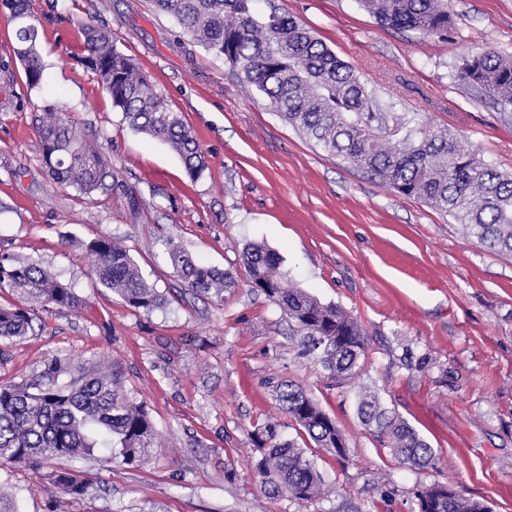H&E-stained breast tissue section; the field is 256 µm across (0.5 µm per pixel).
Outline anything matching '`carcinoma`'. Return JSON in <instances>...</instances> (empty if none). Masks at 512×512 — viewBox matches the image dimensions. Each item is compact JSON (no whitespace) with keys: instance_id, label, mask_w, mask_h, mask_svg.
<instances>
[{"instance_id":"1","label":"carcinoma","mask_w":512,"mask_h":512,"mask_svg":"<svg viewBox=\"0 0 512 512\" xmlns=\"http://www.w3.org/2000/svg\"><path fill=\"white\" fill-rule=\"evenodd\" d=\"M157 11L174 18L183 32L205 50L224 57L230 69L272 108L324 151L372 173L398 194L422 200L464 225L486 248L512 254V175L484 163L450 130L429 122L409 126L384 113L354 70L295 19L272 8L256 13L255 0H152ZM381 23L424 37L448 36L451 20L444 0H359ZM16 22V54L27 85L38 86L43 63L39 29L30 22L27 0H0ZM82 62L98 76L137 132L159 139L181 157L188 175L207 168L206 156L179 113L168 108L147 75L117 46L112 30L85 23L80 27ZM459 77L485 88L498 103L512 105V58L485 46L462 56ZM37 132L48 173L60 186L84 194L117 185L96 141L77 128L63 105L48 106L37 116ZM97 283L130 307L152 311L165 296L150 285L129 251L103 236L82 245ZM173 273L186 291L224 301V290L236 285L235 269L215 270L200 264L174 238L167 240ZM242 264L251 287L288 315L301 336L303 354H316L329 378L344 382L361 370L368 334L336 305L323 304L301 289L283 285L279 257L266 246L245 247ZM0 288L21 305H0V338H17L34 330L39 313L77 309L82 300L39 264L0 258ZM70 381L58 383L61 375ZM278 409L299 433L282 440L275 426L255 427L261 450L255 472L272 496L288 495L307 504L324 493V480L307 449L321 448L342 462L347 452L336 421L301 386L282 381L275 387ZM358 418L370 435L402 465L432 468L436 452L399 414L383 407L368 391L358 404ZM157 429L144 401L127 391L116 367H75L54 357L42 375L0 385V464L28 468L73 502L87 490L65 462L91 457L101 448L107 462L142 465L154 447ZM437 512H481L482 503L451 485L434 486Z\"/></svg>"}]
</instances>
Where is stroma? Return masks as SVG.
Wrapping results in <instances>:
<instances>
[{
    "label": "stroma",
    "mask_w": 512,
    "mask_h": 512,
    "mask_svg": "<svg viewBox=\"0 0 512 512\" xmlns=\"http://www.w3.org/2000/svg\"><path fill=\"white\" fill-rule=\"evenodd\" d=\"M447 3L445 39L382 25L358 0H256L255 8H277L311 30L381 111L451 129L512 173V106L456 70L488 44L512 57V0ZM28 10L44 65L34 88L0 10V254L38 263L87 307L45 313L34 333L0 339V384L31 378L55 357L88 369L113 364L158 431L147 464L69 461L90 481L74 512H381L385 488L395 492L391 512H414L417 489L437 482L512 512V255L486 250L452 217L323 151L152 0H29ZM89 22L110 27L180 113L207 157L200 177L167 144L132 130L81 65L79 27ZM51 103L67 106L138 190L139 216L121 190L85 195L52 182L36 129ZM100 236L129 250L165 295L162 307L134 309L96 283L79 245ZM171 237L219 270L241 266L247 244L267 245L286 285L366 329L358 376L330 385L322 363L302 355L287 315L246 278L220 303L183 293L167 258ZM282 379L318 401L348 448L342 463L316 451L329 493L304 505L269 497L254 470V422L296 436L272 397ZM364 389L417 429L435 467H403L374 440L357 415ZM0 488L18 512H50L59 497L27 469L0 468Z\"/></svg>",
    "instance_id": "1"
}]
</instances>
